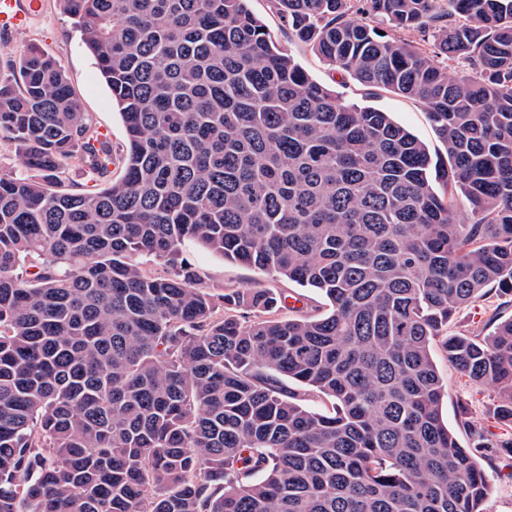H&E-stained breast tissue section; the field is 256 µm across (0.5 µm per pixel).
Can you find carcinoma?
I'll use <instances>...</instances> for the list:
<instances>
[{"label": "carcinoma", "instance_id": "cac0c4a2", "mask_svg": "<svg viewBox=\"0 0 512 512\" xmlns=\"http://www.w3.org/2000/svg\"><path fill=\"white\" fill-rule=\"evenodd\" d=\"M59 2L128 144L121 179L51 190L72 162L105 178L112 141L39 45L0 69L26 169L0 176V512H482L485 436L443 421L432 342L512 294V0H274L342 74L423 102L437 157L247 0ZM433 23L430 53L396 36ZM187 242L329 309L215 295ZM443 345L512 424V318ZM512 317V294L487 288L484 296L461 307L448 323L444 334L482 339L501 321Z\"/></svg>", "mask_w": 512, "mask_h": 512}]
</instances>
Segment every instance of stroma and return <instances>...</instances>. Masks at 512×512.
I'll list each match as a JSON object with an SVG mask.
<instances>
[{
	"instance_id": "obj_1",
	"label": "stroma",
	"mask_w": 512,
	"mask_h": 512,
	"mask_svg": "<svg viewBox=\"0 0 512 512\" xmlns=\"http://www.w3.org/2000/svg\"><path fill=\"white\" fill-rule=\"evenodd\" d=\"M43 18L31 29L0 36V67L18 56L27 43L43 47L64 69L79 98L84 112L108 133L113 149L126 142V130L121 116L112 104L110 91L101 79L94 60L81 41L79 32L65 14L59 0H45ZM248 8L261 19L277 45L319 83L336 91L345 101L372 106L388 112L391 118L406 127L427 144L431 152H442L434 127L429 122L422 103L401 94L360 84L341 75L325 62L312 45L298 40L274 8L272 0H248ZM184 257L197 271L201 284L215 294L230 289L261 288L299 299L301 305H323V297L311 288H304L284 278L268 275L257 269L225 260L222 257L186 246ZM512 317V294L486 289L484 295L461 307L448 324L451 336L483 338L493 332L501 321ZM437 369L448 388L443 403V418L462 447H470V427L480 428L492 447L482 459L491 489L483 512H512V450L506 444L512 440V426H506L498 416L499 398L492 385L475 383L461 376L452 367L442 343L432 349Z\"/></svg>"
}]
</instances>
